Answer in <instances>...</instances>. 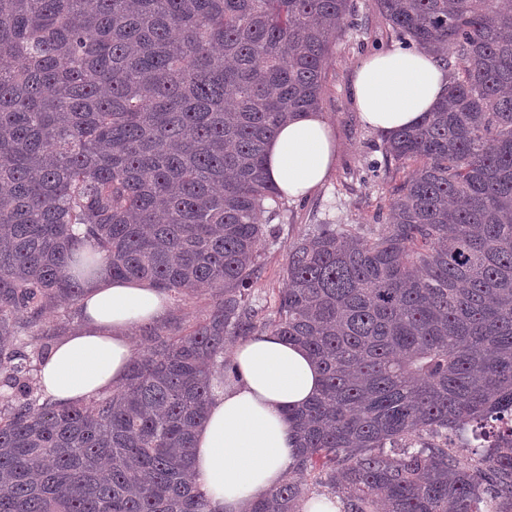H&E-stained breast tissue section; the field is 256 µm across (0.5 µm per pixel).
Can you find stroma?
I'll return each mask as SVG.
<instances>
[{
	"label": "stroma",
	"mask_w": 512,
	"mask_h": 512,
	"mask_svg": "<svg viewBox=\"0 0 512 512\" xmlns=\"http://www.w3.org/2000/svg\"><path fill=\"white\" fill-rule=\"evenodd\" d=\"M368 24L363 32L347 31L335 42L325 67L324 93L320 105L338 142L336 161L324 183L312 194L283 199L280 214L272 220L277 238L260 247L263 273L254 285L256 299L269 300L284 288L288 246L321 224L374 225L378 214L388 209L391 193L406 176L405 169L382 165L384 140L363 124L351 95L356 66L370 53L398 46L381 18L376 0H356ZM211 290L203 288L189 296L169 300L155 326L167 336H181L205 318L213 304ZM82 322L79 305L69 304L46 314L28 341L39 347L44 339L58 340Z\"/></svg>",
	"instance_id": "stroma-1"
}]
</instances>
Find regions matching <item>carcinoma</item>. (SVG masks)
I'll list each match as a JSON object with an SVG mask.
<instances>
[{
  "label": "carcinoma",
  "mask_w": 512,
  "mask_h": 512,
  "mask_svg": "<svg viewBox=\"0 0 512 512\" xmlns=\"http://www.w3.org/2000/svg\"><path fill=\"white\" fill-rule=\"evenodd\" d=\"M395 36L458 67L444 101L383 145L412 168L385 222L321 224L253 303L279 124L319 108L353 0H0V512H208L190 478L230 345L276 333L320 392L288 416L294 476L249 512H512V0H377ZM175 297L185 336L144 330L125 382L60 407L22 332L84 295L82 272Z\"/></svg>",
  "instance_id": "cac0c4a2"
}]
</instances>
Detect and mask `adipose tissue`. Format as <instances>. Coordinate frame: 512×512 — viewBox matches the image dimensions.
Returning <instances> with one entry per match:
<instances>
[{"label":"adipose tissue","mask_w":512,"mask_h":512,"mask_svg":"<svg viewBox=\"0 0 512 512\" xmlns=\"http://www.w3.org/2000/svg\"><path fill=\"white\" fill-rule=\"evenodd\" d=\"M447 85L438 58L400 47L365 57L351 93L362 122L387 139L416 125ZM337 150L324 114L301 113L268 142V176L284 196H307L326 179ZM166 305L165 294L148 283L112 278L98 266L85 279L81 325L52 346L41 367L45 394L67 406L120 385L134 352L133 331L158 319ZM232 359L239 379L216 391L193 450V480L211 512H245L286 480L298 448L285 413L303 408L322 381L308 351L276 334L241 341Z\"/></svg>","instance_id":"ef3b65f1"}]
</instances>
